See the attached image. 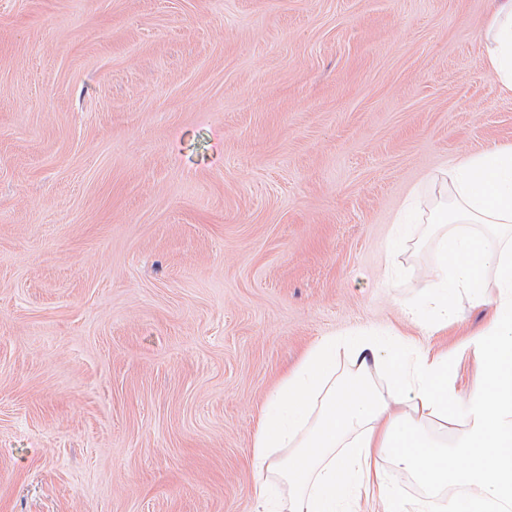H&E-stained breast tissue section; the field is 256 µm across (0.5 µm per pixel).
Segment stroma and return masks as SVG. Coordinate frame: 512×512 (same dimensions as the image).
Listing matches in <instances>:
<instances>
[{"mask_svg": "<svg viewBox=\"0 0 512 512\" xmlns=\"http://www.w3.org/2000/svg\"><path fill=\"white\" fill-rule=\"evenodd\" d=\"M492 0H0V512H256V412L394 330L448 163L512 144Z\"/></svg>", "mask_w": 512, "mask_h": 512, "instance_id": "35a3bbf8", "label": "stroma"}]
</instances>
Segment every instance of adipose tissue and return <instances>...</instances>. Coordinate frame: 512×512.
Returning <instances> with one entry per match:
<instances>
[{
	"instance_id": "obj_1",
	"label": "adipose tissue",
	"mask_w": 512,
	"mask_h": 512,
	"mask_svg": "<svg viewBox=\"0 0 512 512\" xmlns=\"http://www.w3.org/2000/svg\"><path fill=\"white\" fill-rule=\"evenodd\" d=\"M484 62L512 92V0H496L486 22ZM440 185L449 198L429 220L434 262L424 293L404 310L432 334L456 322L459 296L489 306L485 327L462 349L478 382L459 393L452 358L396 333L321 338L266 399L253 437L262 487L276 476L288 484L283 512H360L367 494L382 512H408L389 483L390 464L430 491L457 489L448 501H424V512H512V145L451 161ZM342 349L351 367L340 373ZM377 367L391 374L390 390L374 383ZM459 415L463 430L447 436L443 426ZM276 448L288 457L274 459ZM452 451L462 468L449 469Z\"/></svg>"
}]
</instances>
